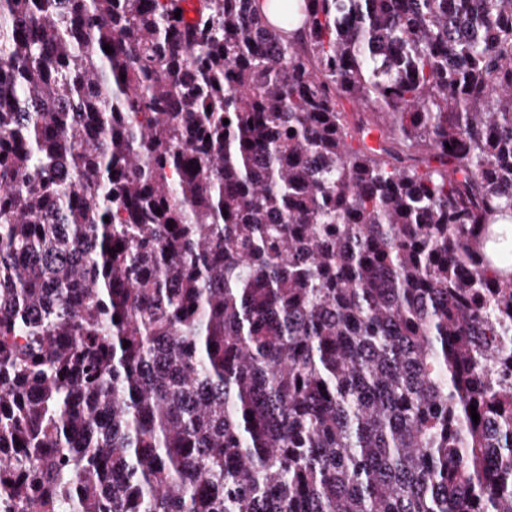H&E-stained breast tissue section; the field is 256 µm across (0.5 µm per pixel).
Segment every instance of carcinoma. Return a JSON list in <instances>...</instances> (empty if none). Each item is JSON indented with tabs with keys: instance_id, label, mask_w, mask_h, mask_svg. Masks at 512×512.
I'll use <instances>...</instances> for the list:
<instances>
[{
	"instance_id": "1",
	"label": "carcinoma",
	"mask_w": 512,
	"mask_h": 512,
	"mask_svg": "<svg viewBox=\"0 0 512 512\" xmlns=\"http://www.w3.org/2000/svg\"><path fill=\"white\" fill-rule=\"evenodd\" d=\"M259 4L0 0V512H512V0Z\"/></svg>"
}]
</instances>
